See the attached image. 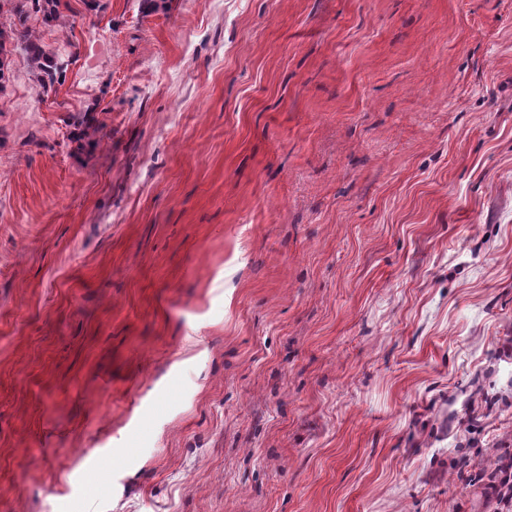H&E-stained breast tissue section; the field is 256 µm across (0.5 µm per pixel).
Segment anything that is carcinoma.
Masks as SVG:
<instances>
[{"mask_svg":"<svg viewBox=\"0 0 512 512\" xmlns=\"http://www.w3.org/2000/svg\"><path fill=\"white\" fill-rule=\"evenodd\" d=\"M11 5V12L17 21L0 26V92L9 81V62L7 46L20 44L28 54L33 68L47 88L62 82L65 77V62L58 54H48L34 39L31 30L26 26L29 13L41 14L46 25L56 24L63 19V10L69 9L64 0H0V13L3 7Z\"/></svg>","mask_w":512,"mask_h":512,"instance_id":"obj_1","label":"carcinoma"}]
</instances>
